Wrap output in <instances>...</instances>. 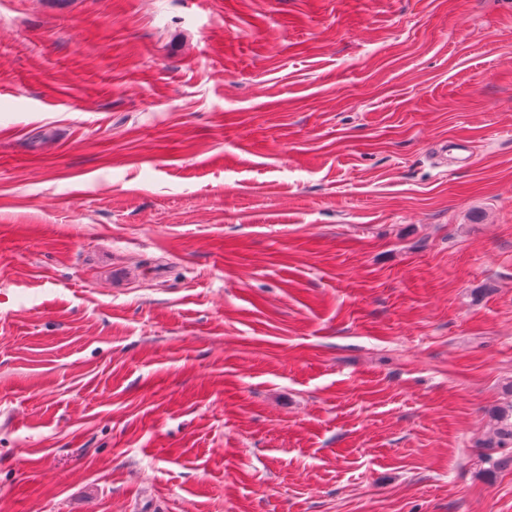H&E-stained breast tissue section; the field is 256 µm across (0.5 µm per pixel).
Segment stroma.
Returning <instances> with one entry per match:
<instances>
[{
  "instance_id": "35a3bbf8",
  "label": "stroma",
  "mask_w": 512,
  "mask_h": 512,
  "mask_svg": "<svg viewBox=\"0 0 512 512\" xmlns=\"http://www.w3.org/2000/svg\"><path fill=\"white\" fill-rule=\"evenodd\" d=\"M511 405L512 0H0V512H512Z\"/></svg>"
}]
</instances>
